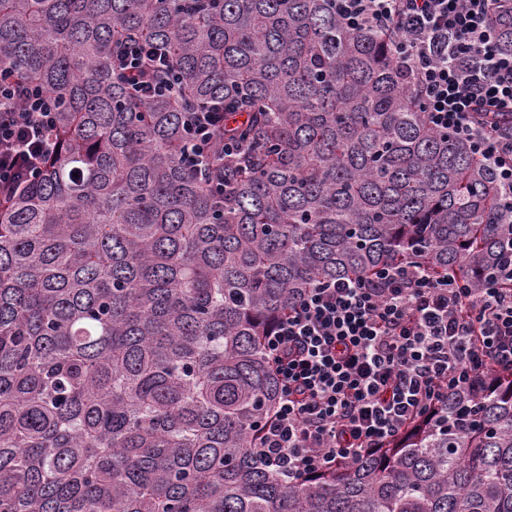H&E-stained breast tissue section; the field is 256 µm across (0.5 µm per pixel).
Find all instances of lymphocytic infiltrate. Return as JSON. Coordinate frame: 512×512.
<instances>
[{
    "mask_svg": "<svg viewBox=\"0 0 512 512\" xmlns=\"http://www.w3.org/2000/svg\"><path fill=\"white\" fill-rule=\"evenodd\" d=\"M336 12L351 29L394 33V62L431 126L452 131L490 168L512 216V124L500 121L512 115V50L496 29L512 0H336ZM112 69L143 96L177 91L162 48L126 40ZM56 112L42 86L0 82L1 198L56 153ZM222 121L218 104L189 113L187 167L218 149L236 152L217 136ZM263 347L281 393L259 427L256 458L292 478L355 464L448 395L512 369V264L475 292L414 261L319 283L272 323Z\"/></svg>",
    "mask_w": 512,
    "mask_h": 512,
    "instance_id": "f902f5d3",
    "label": "lymphocytic infiltrate"
}]
</instances>
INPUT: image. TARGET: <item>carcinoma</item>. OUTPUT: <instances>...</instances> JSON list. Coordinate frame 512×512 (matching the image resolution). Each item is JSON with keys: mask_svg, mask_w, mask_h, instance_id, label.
<instances>
[{"mask_svg": "<svg viewBox=\"0 0 512 512\" xmlns=\"http://www.w3.org/2000/svg\"><path fill=\"white\" fill-rule=\"evenodd\" d=\"M166 47L142 98L112 50ZM393 38L335 0H0V72L57 97V153L0 201V512H512V372L355 465L252 452L262 336L320 282L415 260L467 288L512 263L500 188L433 129ZM224 107V197L184 164ZM222 112L223 108L219 104H215L212 109L189 112L187 128L185 122V131L188 136L185 163L188 168L200 166L217 147H220L225 154H233L239 149L235 143L224 142L217 136L223 123Z\"/></svg>", "mask_w": 512, "mask_h": 512, "instance_id": "carcinoma-1", "label": "carcinoma"}]
</instances>
